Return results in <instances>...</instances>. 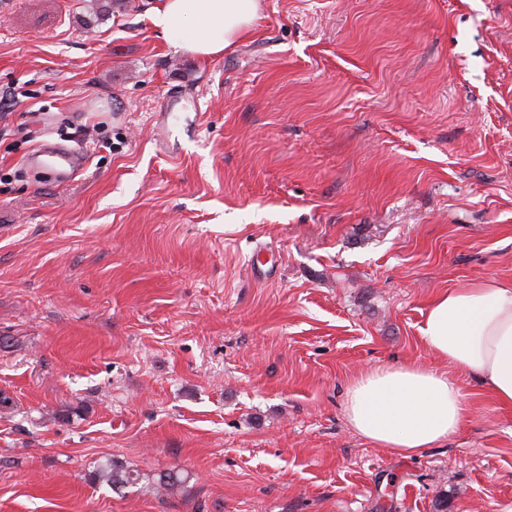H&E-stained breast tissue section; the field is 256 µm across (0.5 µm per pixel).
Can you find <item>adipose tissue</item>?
I'll return each instance as SVG.
<instances>
[{"label": "adipose tissue", "instance_id": "ef3b65f1", "mask_svg": "<svg viewBox=\"0 0 512 512\" xmlns=\"http://www.w3.org/2000/svg\"><path fill=\"white\" fill-rule=\"evenodd\" d=\"M260 9V0H161L150 22L185 53L210 59L245 38ZM421 333L442 360L512 407V283L487 279L440 292ZM344 413L360 436L407 457L455 435L466 407L455 377L414 364L379 366L354 378Z\"/></svg>", "mask_w": 512, "mask_h": 512}]
</instances>
